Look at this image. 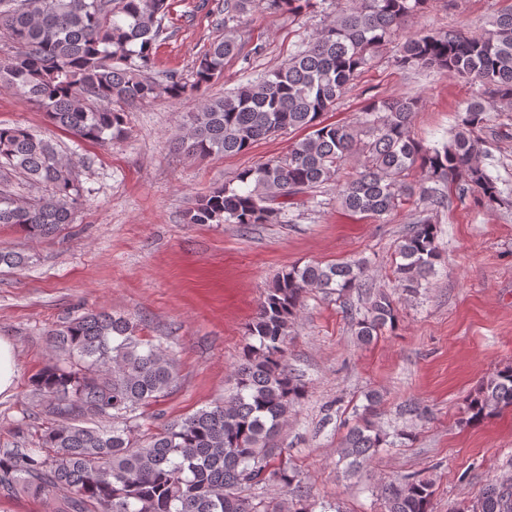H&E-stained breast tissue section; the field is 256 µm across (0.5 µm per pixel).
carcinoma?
<instances>
[{"instance_id":"1","label":"carcinoma","mask_w":512,"mask_h":512,"mask_svg":"<svg viewBox=\"0 0 512 512\" xmlns=\"http://www.w3.org/2000/svg\"><path fill=\"white\" fill-rule=\"evenodd\" d=\"M426 0H336L333 17L298 50L255 83L206 101L185 122L180 150L192 157L239 154L285 130L305 132L288 156L243 169L239 185L224 184L190 212L193 224H282L292 198L336 180L346 159L364 160L338 185L337 200L352 212L382 218L419 191L430 209L418 216L399 245V288L414 293L441 254L433 214L448 207V184L459 200L476 194L501 200L497 179L479 162L474 130L494 105L512 108V6L478 37L459 30L420 31L401 43L399 65L468 79L482 89L471 99L454 134L425 148L411 134L418 100H373L360 126L325 123L356 77L402 23ZM310 0H224V37L213 42L192 71L203 86L224 74V61L263 53L252 43L249 18L302 14ZM168 0H0V31L16 52L0 59V89L38 105L50 122L77 139L106 142L126 135L122 105L180 98L188 87L175 72L148 75L163 34ZM418 167L424 178H406ZM76 164L32 130L0 126V172L23 174L45 194L30 201L0 191V224L32 238L60 234L73 223L84 187ZM368 287L363 261L307 264L281 271L249 326L235 386L224 401L153 432H140L141 410L168 396L178 380L176 354L138 335L136 324L104 309L73 317L48 332L53 362L32 380L50 421L37 442L0 448V492L51 498L65 489L56 512H309L298 473L275 443L304 386L288 371L285 346L292 321L311 290L344 297ZM398 322L395 299L368 297L353 318L354 335L369 344ZM378 399L366 396L358 422L340 449L355 474L390 445L377 424ZM512 408V365L497 368L467 400L480 421ZM273 486L278 502L240 495V488ZM385 512H430L433 482L408 474L381 485ZM458 512H512V483H492Z\"/></svg>"}]
</instances>
